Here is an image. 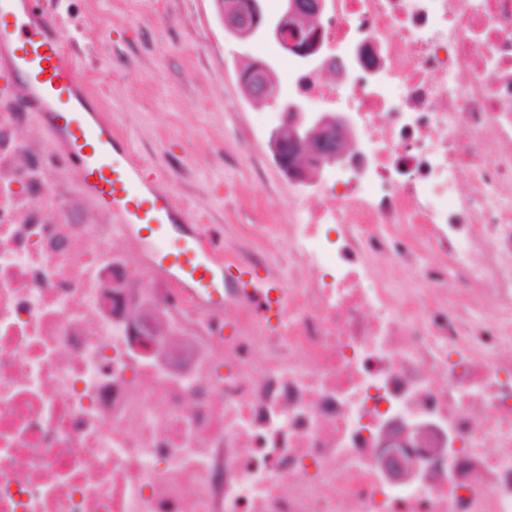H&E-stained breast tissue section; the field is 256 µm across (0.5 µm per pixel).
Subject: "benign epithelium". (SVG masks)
I'll use <instances>...</instances> for the list:
<instances>
[{
  "mask_svg": "<svg viewBox=\"0 0 512 512\" xmlns=\"http://www.w3.org/2000/svg\"><path fill=\"white\" fill-rule=\"evenodd\" d=\"M325 0H311L304 12L297 9L296 0H282L277 16L266 14L262 0H224L219 5V18L224 32L237 43L246 46L255 41L275 43L293 57L302 69L320 66L322 42L312 36L305 40L301 29H315L320 23ZM240 82L252 86L254 98L274 106L289 117V122L276 127L270 136L269 147L276 165L287 176L304 178L307 162L316 155L327 161L336 160V152L325 154L320 147L336 143V128L346 118L336 112L316 111L303 99L282 93L274 79L272 64L255 59L240 73Z\"/></svg>",
  "mask_w": 512,
  "mask_h": 512,
  "instance_id": "7a95c632",
  "label": "benign epithelium"
}]
</instances>
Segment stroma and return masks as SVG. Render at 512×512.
Wrapping results in <instances>:
<instances>
[{"label": "stroma", "instance_id": "obj_1", "mask_svg": "<svg viewBox=\"0 0 512 512\" xmlns=\"http://www.w3.org/2000/svg\"><path fill=\"white\" fill-rule=\"evenodd\" d=\"M59 16L78 72L111 114L133 155L160 176L178 206L189 209L222 242L258 225L272 240L287 235V176L268 148L270 126L259 125L260 104L238 73L249 58L291 65L270 43L244 48L224 34L214 0H41ZM49 182L68 198L61 210L37 197L28 207L50 221L107 220L104 209L78 190L73 171L55 160V146L36 118L18 125ZM251 135L257 164L243 160Z\"/></svg>", "mask_w": 512, "mask_h": 512}]
</instances>
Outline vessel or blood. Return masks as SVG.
<instances>
[{
    "label": "vessel or blood",
    "mask_w": 512,
    "mask_h": 512,
    "mask_svg": "<svg viewBox=\"0 0 512 512\" xmlns=\"http://www.w3.org/2000/svg\"><path fill=\"white\" fill-rule=\"evenodd\" d=\"M0 71L20 79L24 108L50 134L82 192L110 213L156 280L205 312L223 311L224 291L233 288L260 320L280 319L282 284L226 263L212 230L176 206L171 192L122 143L111 115L91 107L60 24L39 0H0Z\"/></svg>",
    "instance_id": "vessel-or-blood-1"
}]
</instances>
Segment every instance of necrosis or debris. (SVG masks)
Returning <instances> with one entry per match:
<instances>
[{
  "label": "necrosis or debris",
  "instance_id": "necrosis-or-debris-1",
  "mask_svg": "<svg viewBox=\"0 0 512 512\" xmlns=\"http://www.w3.org/2000/svg\"><path fill=\"white\" fill-rule=\"evenodd\" d=\"M345 113L274 327L153 282L0 114V512H512V0H327Z\"/></svg>",
  "mask_w": 512,
  "mask_h": 512
}]
</instances>
